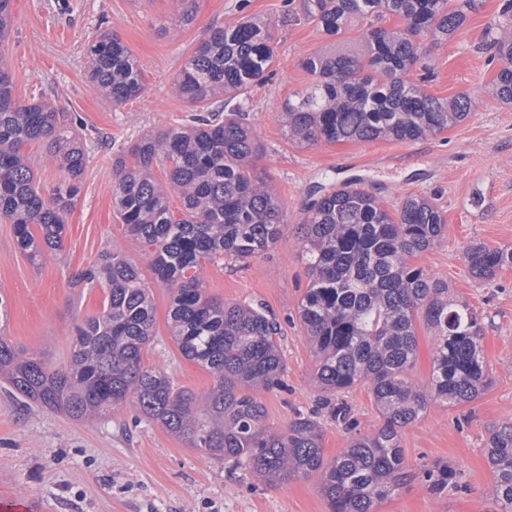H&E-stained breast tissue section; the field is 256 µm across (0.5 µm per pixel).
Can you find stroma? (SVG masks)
<instances>
[{"mask_svg": "<svg viewBox=\"0 0 512 512\" xmlns=\"http://www.w3.org/2000/svg\"><path fill=\"white\" fill-rule=\"evenodd\" d=\"M501 0H477L461 33L430 53L429 91L480 96V107L448 131L417 141L290 144L275 112L308 80L300 62L328 45L314 23L289 20L288 0H195L194 20L176 28L180 0H14L8 39L0 44L20 103L54 102L70 113L93 147L82 191L68 218L63 248L32 264L11 224L0 221V295L8 301L6 337L54 366L70 354L76 319L100 313L104 294L75 281L107 249H120L142 269L155 303L157 336L144 354L175 384L206 393L204 367L184 359L167 327L170 292L155 283L143 248L129 238L112 208L109 152L143 132L189 120L192 110L172 82L213 29L252 16L271 25L272 72L244 95L265 153L260 165L286 205L289 224L270 250L247 265L209 263L203 281L224 303H259L278 323L285 362L280 387L261 393L270 427L283 430L311 413L319 392L314 355L298 318L309 277L293 231L307 206L333 185L355 181L388 208L410 195L434 200L448 233L417 265L446 279L452 296L484 316V356L492 385L474 402L433 406L402 436L410 465L441 460L455 467L461 486L436 497L413 487L379 512H486L492 476L484 444L494 426L512 420V268L489 282L474 280L461 258L471 241L512 246V105L497 102L492 80L499 64L478 52ZM117 33L137 60L145 90L123 104L97 95L86 79L85 49L99 30ZM24 498L36 512H327L319 479L271 486L203 455L125 407L92 421L41 409L10 394L0 379V501Z\"/></svg>", "mask_w": 512, "mask_h": 512, "instance_id": "1", "label": "stroma"}]
</instances>
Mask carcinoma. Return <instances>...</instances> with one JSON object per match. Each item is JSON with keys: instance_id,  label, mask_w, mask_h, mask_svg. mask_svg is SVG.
<instances>
[{"instance_id": "cac0c4a2", "label": "carcinoma", "mask_w": 512, "mask_h": 512, "mask_svg": "<svg viewBox=\"0 0 512 512\" xmlns=\"http://www.w3.org/2000/svg\"><path fill=\"white\" fill-rule=\"evenodd\" d=\"M14 0H0V42L12 23ZM476 0H299L302 17L334 48L302 60L305 85L278 108L288 141H412L464 121L479 100L461 92L429 93V48L464 26ZM391 16L396 25H382ZM357 32V45L340 36ZM482 49L501 67L494 97L512 104V0H503L486 27ZM88 77L98 94L117 104L139 97L141 69L110 29L86 47ZM275 58L270 25L245 17L215 29L185 61L173 92L195 108L191 119L142 135L112 154V206L144 249L160 283L172 288L168 328L180 354L213 376L204 394L180 388L143 362L157 336L153 294L142 270L112 249L77 274V282L105 292L95 317L73 326L68 362L52 366L0 335V375L15 396L75 420L105 416L130 405L188 447L244 467L270 484L318 476L329 512H379L411 484L436 496L459 487L456 470L433 461L412 467L402 448L404 429L432 404L461 406L492 383L482 353L484 317L448 294V281L415 264L447 232L441 209L410 195L388 209L345 182L312 201L295 227L309 284L298 306L315 357L313 378L321 410L352 428L341 398L362 385L381 416L371 433L355 432L329 460L318 414H300L284 431L266 423L261 390L281 382L279 327L265 309L224 304L206 294L207 263H246L283 236V204L261 169L262 146L241 97L266 76ZM72 117L52 102L28 104L13 95V76L0 57V219L13 225L31 261L62 245L78 199L86 146L71 136ZM45 143L66 177L43 196L25 146ZM168 169L163 186L153 169ZM181 200L174 213L169 193ZM470 275L491 280L512 267L511 246L470 242L462 249ZM433 336L432 372L424 390L409 376L416 324ZM493 477L491 508L512 512V421L489 433L485 446Z\"/></svg>"}]
</instances>
